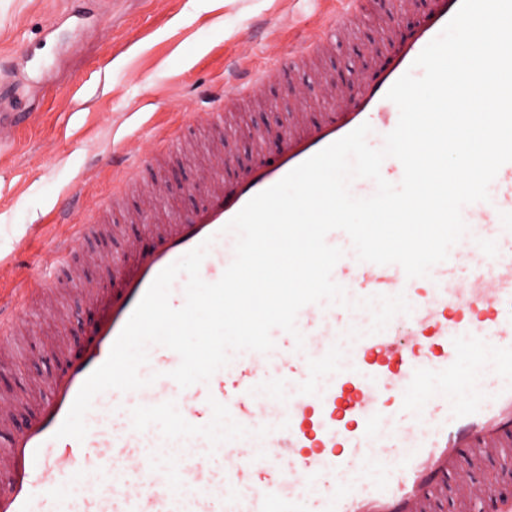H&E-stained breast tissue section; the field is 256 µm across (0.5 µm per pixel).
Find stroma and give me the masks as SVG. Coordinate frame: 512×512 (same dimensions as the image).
Here are the masks:
<instances>
[{"instance_id":"stroma-1","label":"stroma","mask_w":512,"mask_h":512,"mask_svg":"<svg viewBox=\"0 0 512 512\" xmlns=\"http://www.w3.org/2000/svg\"><path fill=\"white\" fill-rule=\"evenodd\" d=\"M335 21L330 0H0V110L18 114L16 126L0 135V264L7 269L0 290L24 287L44 272L50 244L70 233V224L57 222L58 212L84 224L111 209L112 171L120 164L113 147L120 141L141 153L140 182L157 176L166 182L151 223L130 222L143 201L125 187L105 231L79 246L77 283L61 282L36 315L19 319L20 350L0 353V375L9 379L0 386V402L14 403L21 416L34 411L51 374L83 342L88 292L104 294L114 284L112 254L131 240L151 246L157 227L185 218L200 203L199 175L216 167L209 152L169 151L156 156L157 166L149 164L157 126L196 130L190 115L178 116L179 105L223 109L217 137L233 157L253 163L258 147L272 148L296 106L311 123L329 111L323 80L354 90L381 28L400 29L416 18L365 0L355 36L338 42L314 69L225 107L224 74L242 53L264 66L271 38L295 45L313 23ZM462 479L496 484L512 497V481L489 466L449 478L438 512H464L457 495Z\"/></svg>"}]
</instances>
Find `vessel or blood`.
Returning <instances> with one entry per match:
<instances>
[{"mask_svg":"<svg viewBox=\"0 0 512 512\" xmlns=\"http://www.w3.org/2000/svg\"><path fill=\"white\" fill-rule=\"evenodd\" d=\"M459 6L460 0H427L406 38L382 32L381 49L358 76L354 94L324 85L334 105L319 123L293 120L277 138L273 161H259L230 183L212 180L202 204L160 230L152 249L117 263V285L106 295L91 294L93 318L84 346L51 378L39 410L19 420L0 415V432L9 434L0 448V512H34L39 492L69 507L67 485L89 466L99 480L84 498V512H266L271 502L278 512H298L302 498L311 500L313 512H432L460 470L497 461L512 471V162L494 179L491 202L463 208L474 230L451 248L447 261L435 265L431 287H408L399 265L361 262L352 251L333 272L352 301L405 294L413 344H401L391 326L370 333L365 311L309 304L296 320L304 348L277 331L269 353H237L208 382L172 398L168 373L180 357L156 347L153 384L107 391L120 419L89 430L81 441L54 437L83 383L107 359L164 268L219 235L252 197L361 124H370L380 139L396 127L399 111L387 91ZM361 8L362 0H336L335 24L292 46L288 67L304 69L351 37ZM282 74L273 62L252 70L247 81L225 80L224 101L261 93ZM95 230L92 224L74 225L71 238L53 247V269L68 267L73 239ZM233 258V251L210 248L202 279L218 281ZM44 286L36 281L13 289L9 302L0 301L1 343H8L17 313ZM353 327L362 337L347 338ZM488 360L497 383L485 391L471 387V377ZM271 371L288 387L273 416L268 406L277 393L265 385ZM437 377L443 387L412 398L416 384ZM406 408L409 423L379 431L380 422ZM222 416L245 427L269 417L275 431L262 435V450L246 448L239 437L213 433Z\"/></svg>","mask_w":512,"mask_h":512,"instance_id":"vessel-or-blood-1","label":"vessel or blood"}]
</instances>
